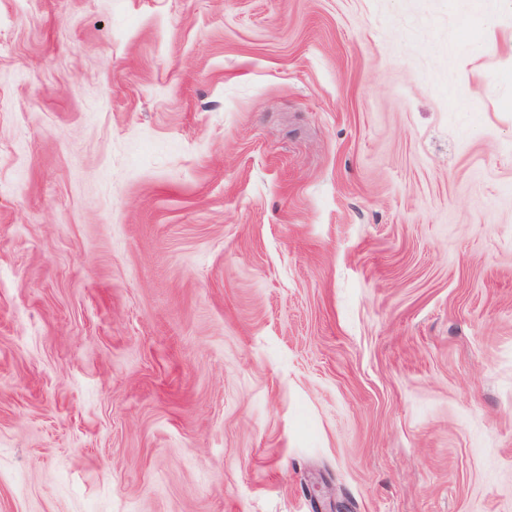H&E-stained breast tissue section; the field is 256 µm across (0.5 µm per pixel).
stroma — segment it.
<instances>
[{"label":"stroma","mask_w":512,"mask_h":512,"mask_svg":"<svg viewBox=\"0 0 512 512\" xmlns=\"http://www.w3.org/2000/svg\"><path fill=\"white\" fill-rule=\"evenodd\" d=\"M326 481L512 512V7L0 0V512Z\"/></svg>","instance_id":"obj_1"}]
</instances>
